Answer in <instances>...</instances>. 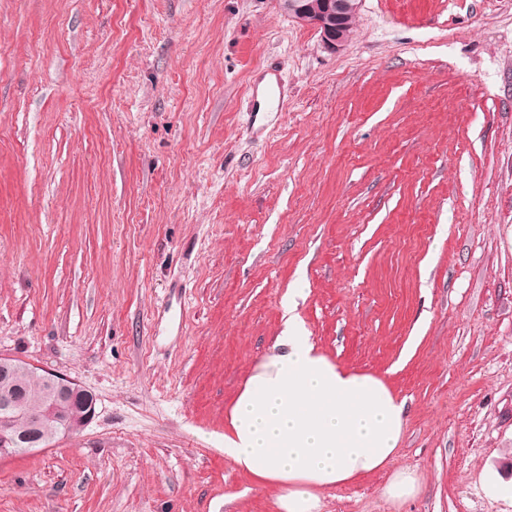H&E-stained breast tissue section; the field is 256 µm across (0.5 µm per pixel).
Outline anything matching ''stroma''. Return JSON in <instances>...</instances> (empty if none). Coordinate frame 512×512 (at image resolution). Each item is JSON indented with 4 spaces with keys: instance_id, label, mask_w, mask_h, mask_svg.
<instances>
[{
    "instance_id": "obj_1",
    "label": "stroma",
    "mask_w": 512,
    "mask_h": 512,
    "mask_svg": "<svg viewBox=\"0 0 512 512\" xmlns=\"http://www.w3.org/2000/svg\"><path fill=\"white\" fill-rule=\"evenodd\" d=\"M290 305L405 402L322 512H512V0H361L336 51L276 0H0V354L96 399L0 512H278L224 421ZM419 488L416 473L409 469L396 471L383 488V493L393 502H401L415 495Z\"/></svg>"
}]
</instances>
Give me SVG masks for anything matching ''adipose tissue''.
<instances>
[{"instance_id": "obj_1", "label": "adipose tissue", "mask_w": 512, "mask_h": 512, "mask_svg": "<svg viewBox=\"0 0 512 512\" xmlns=\"http://www.w3.org/2000/svg\"><path fill=\"white\" fill-rule=\"evenodd\" d=\"M286 324L227 413L223 452L259 483L277 484L278 512H320L323 490L389 465L404 403L380 378L321 353L297 315Z\"/></svg>"}]
</instances>
